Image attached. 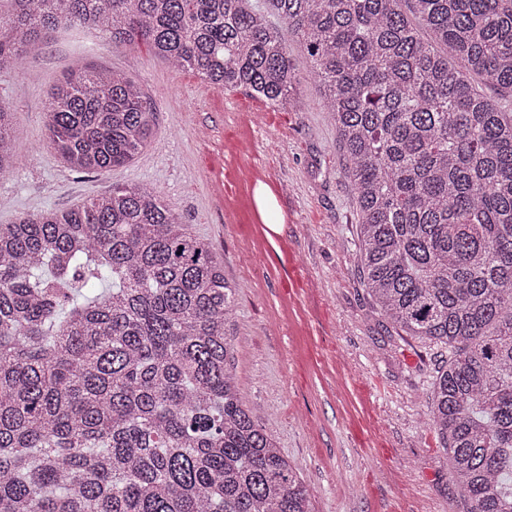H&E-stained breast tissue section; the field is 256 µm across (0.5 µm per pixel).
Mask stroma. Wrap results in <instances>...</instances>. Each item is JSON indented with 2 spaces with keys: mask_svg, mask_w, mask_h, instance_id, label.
<instances>
[{
  "mask_svg": "<svg viewBox=\"0 0 512 512\" xmlns=\"http://www.w3.org/2000/svg\"><path fill=\"white\" fill-rule=\"evenodd\" d=\"M296 100L277 107L170 67L143 43L46 37L25 69L0 71L19 163L0 176V224L147 184L210 243L237 288L232 372L303 479L313 512H467L428 421L447 346L398 335L358 272L352 187L306 51L289 42ZM124 72L155 110L130 164L78 173L44 136L52 87L74 67Z\"/></svg>",
  "mask_w": 512,
  "mask_h": 512,
  "instance_id": "stroma-1",
  "label": "stroma"
}]
</instances>
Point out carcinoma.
I'll return each instance as SVG.
<instances>
[{
	"instance_id": "carcinoma-1",
	"label": "carcinoma",
	"mask_w": 512,
	"mask_h": 512,
	"mask_svg": "<svg viewBox=\"0 0 512 512\" xmlns=\"http://www.w3.org/2000/svg\"><path fill=\"white\" fill-rule=\"evenodd\" d=\"M0 71L58 27L145 42L270 106L304 46L358 215L359 274L399 333L452 350L429 419L467 512H512V0H11ZM429 32L424 39L420 31ZM47 135L110 173L153 135L125 74L68 73ZM0 104V175L16 164ZM236 287L150 186L0 224V512H312L240 400Z\"/></svg>"
}]
</instances>
